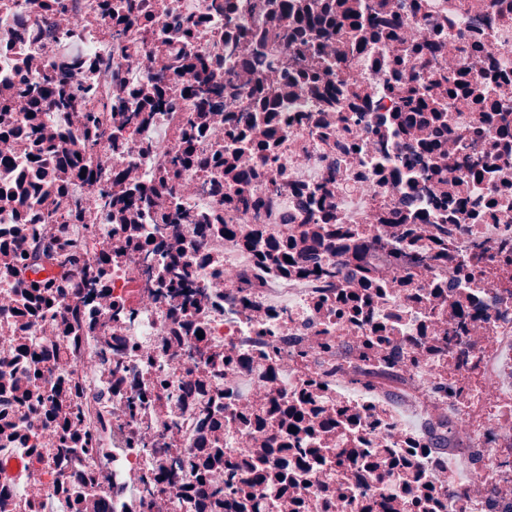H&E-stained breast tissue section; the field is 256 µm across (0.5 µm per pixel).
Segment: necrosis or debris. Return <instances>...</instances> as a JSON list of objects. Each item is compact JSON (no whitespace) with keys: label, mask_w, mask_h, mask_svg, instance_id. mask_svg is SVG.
I'll return each mask as SVG.
<instances>
[{"label":"necrosis or debris","mask_w":512,"mask_h":512,"mask_svg":"<svg viewBox=\"0 0 512 512\" xmlns=\"http://www.w3.org/2000/svg\"><path fill=\"white\" fill-rule=\"evenodd\" d=\"M151 0L146 18L114 39L102 0H11L0 9V124H24L20 90L56 69L58 45L76 40L77 55L96 61L74 74L88 90L80 107H44V140L82 153L96 183L73 181L70 202L90 215L69 225L87 257L114 247L125 227L144 239L169 235L155 206L108 211L96 184L113 192L149 190L178 146L182 127H202V147L221 156L201 175L182 173L169 209L199 218L203 229L181 234L193 259L197 295L180 311L149 280L143 257L126 250L108 270L110 293L88 315L98 325L79 346L58 335L50 319L19 323L20 283L35 268L58 270L37 235L16 276L0 274V360L17 343L52 351L38 362V393L78 380L85 393L76 409L94 437L95 452L72 469L44 455L50 429L30 424V404L12 407V431L0 432V512H197L180 485L152 492L143 474L190 467L201 446L200 418L222 424L216 434L224 465L249 485L244 512H512V0ZM342 4L326 32L308 47L281 31L296 16L324 17ZM203 19L183 39L181 24ZM245 38L266 32L253 50L233 48L227 31ZM210 59L207 71L167 73L176 58ZM316 63L303 82L300 65ZM167 74L175 108L138 125L123 116L137 109L156 78ZM230 85L221 108L198 105L189 91L199 81ZM264 82L278 117V146L253 152L268 130L267 113L251 104ZM422 106L404 118L403 100ZM95 113L111 140L83 138L85 113ZM21 138L0 140V234L17 212L35 208L44 229L59 223L53 179L37 194L14 189L29 164ZM249 189L268 199L261 209L227 208L226 197ZM341 224L367 241L364 264L385 280L373 290L362 320L337 301L349 289L353 265L343 244L307 250L313 231ZM448 227V257L435 260V225ZM300 243L306 266L334 278L284 277L261 266L242 246L257 226ZM129 309L113 318L115 307ZM201 336L173 339L178 319ZM166 395L130 418L148 441L173 442L161 457L124 441L115 423L141 391ZM306 396L315 412L298 432L278 423L259 430L243 414L272 402ZM98 472L100 485L80 506L55 493L73 468ZM265 479L252 482L254 468Z\"/></svg>","instance_id":"necrosis-or-debris-1"}]
</instances>
